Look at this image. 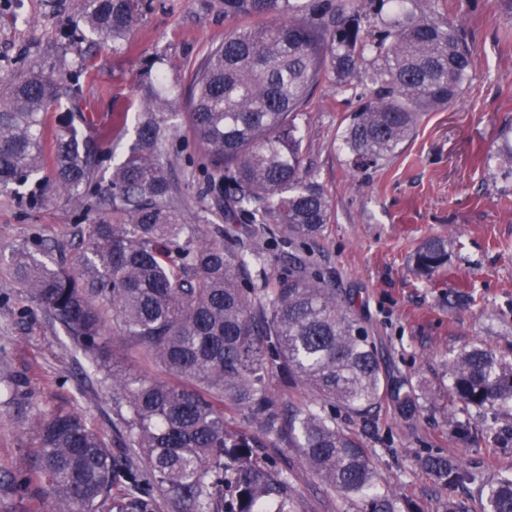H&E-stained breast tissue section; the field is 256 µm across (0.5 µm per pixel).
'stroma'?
<instances>
[{"label": "stroma", "mask_w": 512, "mask_h": 512, "mask_svg": "<svg viewBox=\"0 0 512 512\" xmlns=\"http://www.w3.org/2000/svg\"><path fill=\"white\" fill-rule=\"evenodd\" d=\"M416 5L461 30L472 50L470 81L456 104L426 113L392 158L362 171L353 170L341 143L368 88L339 93L326 78L313 89L301 116L302 150L331 217L306 253L335 271L337 294L368 322L396 376L412 378L436 400L409 422L382 406L372 432L346 420L370 450L381 493L413 512H444L452 501L474 505L477 492L441 488L421 457L475 459L492 474L512 469V447L473 452L445 413L453 354L485 346L512 358V177L500 153L504 136H512V0ZM74 21L75 0H0V80L50 72L77 83L87 119L81 135L108 137L119 160L134 140L142 67L155 58L167 76L176 138L187 140L192 74L237 25L225 18L223 0H143L123 53ZM163 161L179 187L185 223H219L197 202L195 166L172 147ZM85 221L83 207L64 197L35 201L26 186L0 190V252L48 248L75 268ZM432 237L447 238L448 261L424 276L414 255ZM85 366L61 325L17 287L11 264L0 259V512H33L47 496L44 486L24 480L37 419L76 409L111 436L112 391L82 376ZM270 455L288 468L298 512H368L362 501L327 488L294 451L279 447Z\"/></svg>", "instance_id": "1"}]
</instances>
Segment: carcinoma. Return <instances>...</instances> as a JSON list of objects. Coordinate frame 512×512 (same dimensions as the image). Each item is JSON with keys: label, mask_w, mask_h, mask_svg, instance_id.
Returning <instances> with one entry per match:
<instances>
[{"label": "carcinoma", "mask_w": 512, "mask_h": 512, "mask_svg": "<svg viewBox=\"0 0 512 512\" xmlns=\"http://www.w3.org/2000/svg\"><path fill=\"white\" fill-rule=\"evenodd\" d=\"M142 0H77L76 25L120 51ZM385 13L369 39L355 0H224L226 18L274 16L224 35L194 71L186 118L205 175L198 200L226 224H249L257 244L227 246L184 223L178 186L160 160L169 138L165 77L150 63L135 139L94 190L75 270L25 248L12 251L19 287L63 327L75 352L112 389L121 451L73 411L35 426L38 453L27 481L50 490L40 512H297L288 470L269 461L277 443L294 449L321 482L346 497H374L375 470L359 435L336 410L367 426L389 403L404 418L421 395L397 377L376 338L333 288L334 272L295 255L288 271L257 285L268 245H302L330 221L323 186L306 169L298 119L310 91L332 77L341 91L372 86L343 143L357 168L378 167L416 129L422 113L457 102L471 76L459 29L410 0H372ZM67 98L70 119L52 134L54 194L83 202L110 154L107 138L80 136L86 122L73 84L42 73L0 88V188L23 186L44 165L46 114ZM448 261L434 237L415 255L421 273ZM116 339L167 375L116 372ZM454 399L491 411L478 432L448 421L479 446L504 445L494 421L512 418V360L473 347L448 364ZM279 373L316 397L288 405L271 386ZM423 466L443 486L472 485L479 512H512V471L491 475L471 461L435 455Z\"/></svg>", "instance_id": "cac0c4a2"}]
</instances>
